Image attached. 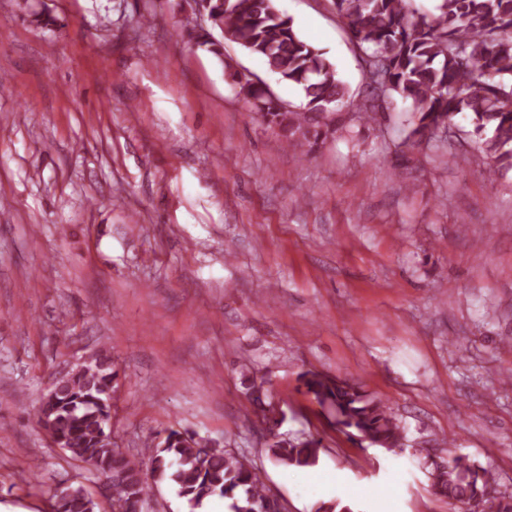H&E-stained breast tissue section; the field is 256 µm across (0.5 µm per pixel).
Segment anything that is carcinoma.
Returning <instances> with one entry per match:
<instances>
[{"instance_id":"1","label":"carcinoma","mask_w":512,"mask_h":512,"mask_svg":"<svg viewBox=\"0 0 512 512\" xmlns=\"http://www.w3.org/2000/svg\"><path fill=\"white\" fill-rule=\"evenodd\" d=\"M412 0H330L332 12L359 51L367 94L351 121L378 123V114L400 99L409 107L402 153L447 141L444 132L460 114L469 116L473 135L491 181L512 170V0H438L435 12L421 14ZM209 27L184 24L183 41L212 53L224 78L267 125L280 130L287 146L309 156L336 133L333 107L348 95L336 66L308 42L274 0H195ZM217 29L222 39L214 38ZM263 59L280 80L294 86L299 104L279 99L261 79L240 80L224 58V40ZM119 370L112 354L99 347L70 372L52 379L38 410V422L51 442L88 464L98 480L112 487L113 512H142L161 483H171L194 509L210 498L230 502L231 512H268L260 470L243 456L196 433L170 428L144 445L137 462L110 439L112 406ZM250 382L254 413L267 424L274 460L291 467L319 462L320 441L278 433L281 420L265 403L263 384ZM306 392L333 414L352 440L387 451L406 447L403 429L391 408L354 383L316 372L303 375ZM432 495L471 512H512V496L483 498L495 477L462 457L437 464L429 473ZM96 503L81 485L50 498L49 512H95Z\"/></svg>"}]
</instances>
